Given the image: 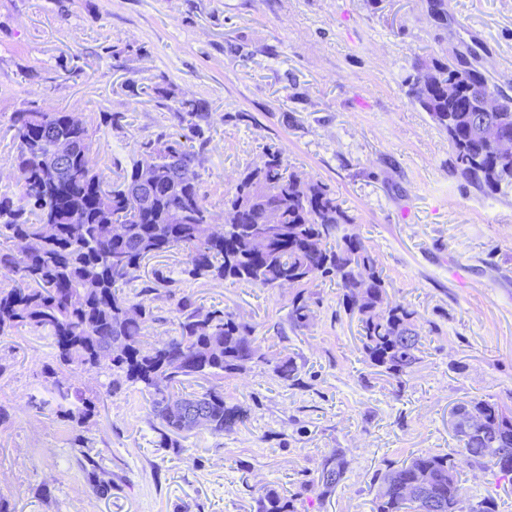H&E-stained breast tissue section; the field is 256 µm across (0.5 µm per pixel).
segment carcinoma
I'll return each mask as SVG.
<instances>
[{"instance_id":"cac0c4a2","label":"carcinoma","mask_w":512,"mask_h":512,"mask_svg":"<svg viewBox=\"0 0 512 512\" xmlns=\"http://www.w3.org/2000/svg\"><path fill=\"white\" fill-rule=\"evenodd\" d=\"M409 94L432 122L448 134L455 174L486 195L512 188V98L500 96L477 69L458 58L422 60L408 77ZM495 96L496 109L479 112L476 103ZM188 132L162 133L138 151L158 146L157 161L145 173L141 163L112 183L93 162L92 134L64 111L20 110L10 129L17 140L15 166L20 188L0 194V272L11 287H0V335L41 330L55 349L52 374L74 368L114 376L107 393L121 383L141 386L151 414L159 421V447L183 433L181 419L194 414L211 433L222 435L244 415L224 405L215 387L185 391V384L243 371L270 360L256 343L255 327L221 309L203 311L188 297L177 301L176 335L151 343L154 289L125 292L138 279L141 264L172 250L186 255L184 273L258 288H294L291 324L307 325L314 289L329 281L341 290L339 305L358 323V341L370 366L392 378L420 362L423 342L417 311L390 299L383 271L352 218L324 182L288 170L270 148L261 164L246 168L224 193V225L214 217L197 188L193 140L204 135L194 119L201 105L183 100L172 109ZM71 154L53 157L59 138ZM63 170L53 180L51 168ZM269 238L258 253V232ZM274 372L293 385L301 367L285 357ZM58 412L82 425L95 415L100 397L85 396L64 379L52 383ZM483 423L465 431L472 413ZM457 453H422L392 464L376 475L373 512H463L456 456L512 475V409L485 400L454 410ZM346 463L332 452L324 457L317 486L323 492L344 479ZM88 479L95 492L112 491V479L93 466ZM257 512H292L273 488L258 500Z\"/></svg>"}]
</instances>
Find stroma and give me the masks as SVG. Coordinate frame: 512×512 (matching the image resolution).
Returning <instances> with one entry per match:
<instances>
[{"label": "stroma", "mask_w": 512, "mask_h": 512, "mask_svg": "<svg viewBox=\"0 0 512 512\" xmlns=\"http://www.w3.org/2000/svg\"><path fill=\"white\" fill-rule=\"evenodd\" d=\"M447 2L441 22L427 0H0L1 193L18 190L13 112L63 110L87 122L93 158L114 178L139 160L140 142L172 131L170 106L195 100L207 113L194 142L198 189L214 215L240 172L279 150L335 190L390 295L411 303L431 334L397 381L364 362L333 284L294 328L292 289L188 278L177 250L146 260L138 281L157 289L151 340L173 335L175 304L189 295L252 324L269 358L294 357L299 384L262 364L217 379L244 423L162 448L138 389L122 387L78 427L52 398L51 339L0 336L7 512H256L267 488L297 512H373V480L388 463L459 448L454 406H512V191L489 197L453 173L447 134L406 84L416 59L470 53L512 95V0ZM78 436L110 474V496L93 493ZM336 450L343 481L324 497L301 492ZM461 468L463 508L491 497L512 512V478Z\"/></svg>", "instance_id": "35a3bbf8"}]
</instances>
